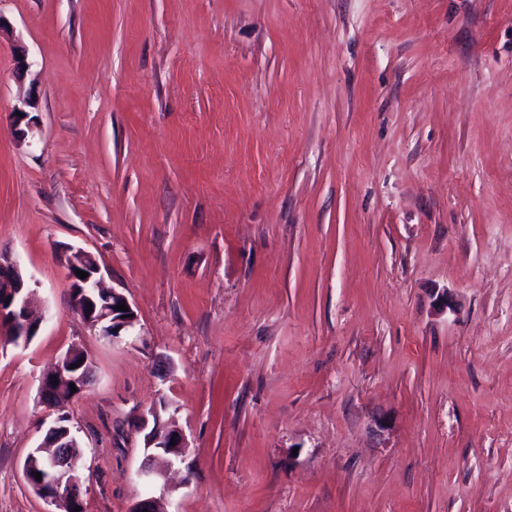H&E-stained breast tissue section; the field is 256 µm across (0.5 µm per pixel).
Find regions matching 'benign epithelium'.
Here are the masks:
<instances>
[{
    "label": "benign epithelium",
    "mask_w": 512,
    "mask_h": 512,
    "mask_svg": "<svg viewBox=\"0 0 512 512\" xmlns=\"http://www.w3.org/2000/svg\"><path fill=\"white\" fill-rule=\"evenodd\" d=\"M39 108L38 98L29 93L18 99L14 106L11 133L22 142L33 132L37 125L34 112ZM22 116H17V113ZM66 278L72 295L71 308L84 327L93 336H104L110 344H120L125 336L133 331L138 323L137 313L131 307L127 297L103 285L102 268L97 258L90 252L77 249L65 254ZM88 273L84 279L76 270ZM34 293L31 280L28 279L17 258L0 252V333L14 339L15 346L26 347L30 337L37 335L43 317L35 316L29 306ZM11 300H6V297ZM125 304L128 311H118L116 306ZM83 357V363L74 368V360ZM91 363L82 356L79 347L69 348L56 364L54 370L45 376L40 385V399L49 408H57V397L70 390L75 384L76 393L87 389L90 381ZM58 384H52V381ZM148 417L134 422L131 429L137 433H146L147 447L152 448L158 442L168 449V464L173 466L184 461L186 438L177 426V409L173 404L165 405L164 410L154 406ZM82 445L74 425L66 420V415H57L47 429L43 443L31 452L29 460L23 466L26 482L47 503L56 506L61 512H74V505L83 502V496L90 487V477L85 475ZM44 471L47 476L34 480L35 473ZM138 479L150 489V494L136 501L130 512H163L159 498L153 492L165 494L167 488L162 484L163 473L153 465L152 457L144 458L138 472Z\"/></svg>",
    "instance_id": "7a95c632"
}]
</instances>
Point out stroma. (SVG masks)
Masks as SVG:
<instances>
[{
	"mask_svg": "<svg viewBox=\"0 0 512 512\" xmlns=\"http://www.w3.org/2000/svg\"><path fill=\"white\" fill-rule=\"evenodd\" d=\"M0 16V251L48 315L28 347L0 335V512H48L23 465L73 346L86 512L143 495L131 425L161 397L193 473L165 512H512V0ZM14 40L41 98L23 143ZM78 247L138 315L119 345L71 310ZM83 351L79 347L73 346L69 348L56 364L54 370L45 376L40 385V399L47 407L57 409L59 406L56 395L61 396L65 391L71 393L70 384L74 383L76 392L71 393V397L87 389L90 381L91 363L88 357H82ZM81 357L83 363L79 367L71 369L72 364H76L74 360ZM52 380H57L58 385L52 384ZM70 397V398H71Z\"/></svg>",
	"mask_w": 512,
	"mask_h": 512,
	"instance_id": "35a3bbf8",
	"label": "stroma"
}]
</instances>
